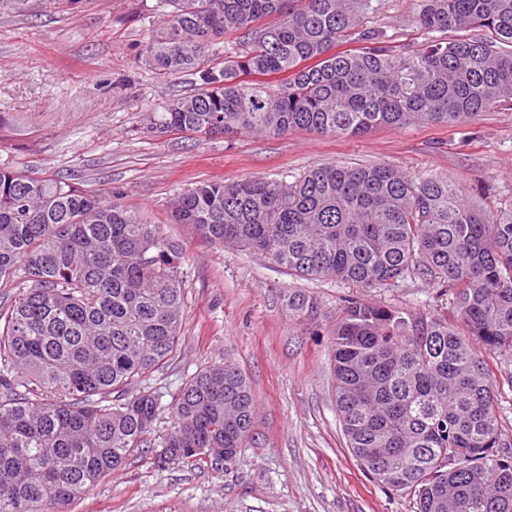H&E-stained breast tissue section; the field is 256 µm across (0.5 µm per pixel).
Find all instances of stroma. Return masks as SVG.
<instances>
[{
	"instance_id": "stroma-1",
	"label": "stroma",
	"mask_w": 512,
	"mask_h": 512,
	"mask_svg": "<svg viewBox=\"0 0 512 512\" xmlns=\"http://www.w3.org/2000/svg\"><path fill=\"white\" fill-rule=\"evenodd\" d=\"M157 0H27L0 14V165L102 192L148 214L182 240V349L146 384L169 403L200 368L232 360L250 380L258 418L235 463L157 467L172 426L162 414L152 451L131 457L72 505L73 512H414L411 497L363 471L336 410L328 330L345 298L449 312L422 280L359 288L297 278L265 254L215 245L168 223L175 197L201 182H294L313 166L380 163L410 175L448 176L468 201L512 205V109L479 113L461 128L378 127L358 136L296 132L201 138L147 126L195 87L193 75L162 76L139 60ZM410 0H385L371 26L397 44L415 41ZM316 306L297 321L285 296Z\"/></svg>"
}]
</instances>
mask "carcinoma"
<instances>
[{
	"instance_id": "cac0c4a2",
	"label": "carcinoma",
	"mask_w": 512,
	"mask_h": 512,
	"mask_svg": "<svg viewBox=\"0 0 512 512\" xmlns=\"http://www.w3.org/2000/svg\"><path fill=\"white\" fill-rule=\"evenodd\" d=\"M429 34L397 46L365 26L383 0H160L140 60L199 87L149 127L204 136L378 126L447 127L512 105V0H411ZM273 17L272 26L255 22ZM239 48L209 56L224 32ZM355 43V48H343ZM171 220L199 239L266 254L299 277L372 288L409 279L429 308L355 298L329 330L336 409L360 466L416 512H512V437L495 392L512 387V206L486 211L446 176L318 164L292 183L205 182ZM181 245L97 192L0 166V512H71L150 447L161 402L143 384L175 356ZM314 302L288 293L299 321ZM156 463L226 462L256 418L246 375L206 366L171 396Z\"/></svg>"
}]
</instances>
